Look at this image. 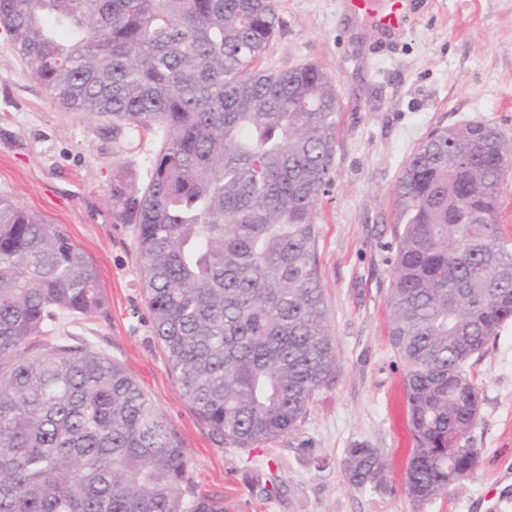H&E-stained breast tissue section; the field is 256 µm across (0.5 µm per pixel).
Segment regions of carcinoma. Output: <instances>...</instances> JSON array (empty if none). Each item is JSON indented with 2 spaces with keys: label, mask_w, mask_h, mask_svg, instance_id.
<instances>
[{
  "label": "carcinoma",
  "mask_w": 512,
  "mask_h": 512,
  "mask_svg": "<svg viewBox=\"0 0 512 512\" xmlns=\"http://www.w3.org/2000/svg\"><path fill=\"white\" fill-rule=\"evenodd\" d=\"M273 0H0V29L69 112L163 138L138 188L112 180L136 225L154 335L197 416L250 448L295 432L338 373L316 260L337 93L317 63L256 71ZM512 145L488 123L432 130L394 196L388 335L406 367L408 496L471 478L482 387L468 361L512 322L500 224ZM105 304L92 258L0 197V512H224L192 491L180 441L118 360L65 326ZM355 487L378 448L345 451Z\"/></svg>",
  "instance_id": "cac0c4a2"
}]
</instances>
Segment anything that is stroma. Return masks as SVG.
<instances>
[{
	"mask_svg": "<svg viewBox=\"0 0 512 512\" xmlns=\"http://www.w3.org/2000/svg\"><path fill=\"white\" fill-rule=\"evenodd\" d=\"M278 32L258 66L314 62L336 83L332 193L321 205L316 256L340 367L294 434L260 448L226 445L194 413L168 369L140 288L134 225L112 218L117 170L144 185L159 130L113 127L68 112L0 33V196L38 213L95 262L106 306L75 335L124 364L163 413L189 461L196 494L224 512H480L512 476V323L467 370L483 388L467 436L480 451L474 475L424 504L404 483L413 441L406 367L387 336L392 281L393 194L405 160L435 127L494 125L512 141V0H400L399 28L375 26L348 0H274ZM381 449L378 484L358 488L345 450Z\"/></svg>",
	"mask_w": 512,
	"mask_h": 512,
	"instance_id": "obj_1",
	"label": "stroma"
}]
</instances>
